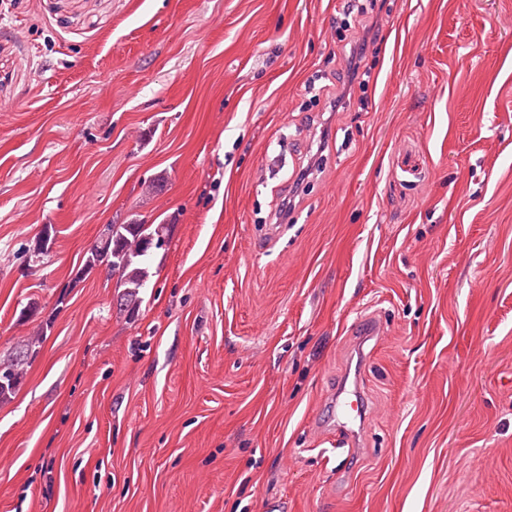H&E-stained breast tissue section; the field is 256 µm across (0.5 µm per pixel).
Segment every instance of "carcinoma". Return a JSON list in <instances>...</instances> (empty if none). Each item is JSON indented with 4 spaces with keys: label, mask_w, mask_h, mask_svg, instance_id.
Returning <instances> with one entry per match:
<instances>
[{
    "label": "carcinoma",
    "mask_w": 512,
    "mask_h": 512,
    "mask_svg": "<svg viewBox=\"0 0 512 512\" xmlns=\"http://www.w3.org/2000/svg\"><path fill=\"white\" fill-rule=\"evenodd\" d=\"M110 236L101 246L102 252L89 251L84 263L72 278L83 281L95 267L104 262L117 277V287L122 289L121 305L141 302L140 290L146 287L151 275V263L156 251L168 243L167 226L164 224H110ZM27 352H15L7 361L0 363V397L13 393L20 383L19 368L24 364Z\"/></svg>",
    "instance_id": "obj_1"
}]
</instances>
